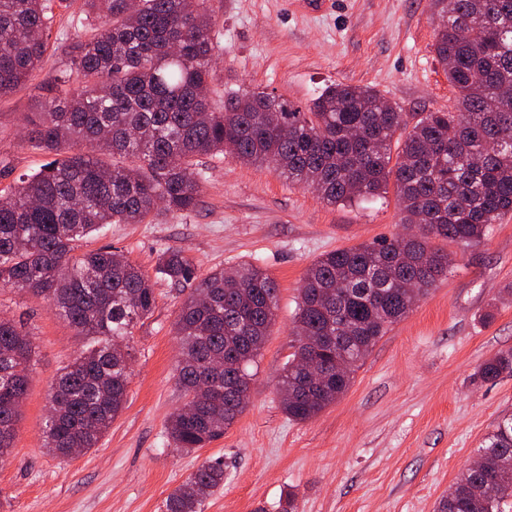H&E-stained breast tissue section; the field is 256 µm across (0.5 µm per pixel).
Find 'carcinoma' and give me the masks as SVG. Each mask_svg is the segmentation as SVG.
Masks as SVG:
<instances>
[{
    "instance_id": "cac0c4a2",
    "label": "carcinoma",
    "mask_w": 512,
    "mask_h": 512,
    "mask_svg": "<svg viewBox=\"0 0 512 512\" xmlns=\"http://www.w3.org/2000/svg\"><path fill=\"white\" fill-rule=\"evenodd\" d=\"M443 23L434 52L456 90L453 109L400 112L375 89L326 86L306 110L264 90L212 98L218 41L207 0H84L91 34L72 45L58 94L25 118V143L47 160L0 192V287L46 299L90 343L48 393L44 446L88 451L125 409L134 325L153 313L155 282L137 264L78 242L107 224L185 213L206 176L196 159L225 153L273 166L329 204L380 197L394 185L412 235L323 254L304 274L294 321L298 345L279 380L288 419L306 422L334 403L377 341L448 275L442 239L480 244L512 213V0H433ZM54 0H0V97L47 54ZM156 274L195 283L175 322L184 407L167 433L189 453L224 436L243 413L237 387L255 363L277 308V284L257 264L197 278L177 249ZM36 346L0 317V466L11 454ZM221 355L228 367L210 375ZM314 355L330 366L316 387ZM512 374V349L483 362L484 381ZM437 512H504L512 498V413L477 448ZM224 485V460L206 459L166 499L165 512H201Z\"/></svg>"
}]
</instances>
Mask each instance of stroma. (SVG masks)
I'll return each mask as SVG.
<instances>
[{
    "mask_svg": "<svg viewBox=\"0 0 512 512\" xmlns=\"http://www.w3.org/2000/svg\"><path fill=\"white\" fill-rule=\"evenodd\" d=\"M225 91L261 88L300 107L330 83L367 85L403 112L451 109L456 91L433 52L431 0H334L323 10L295 0H211ZM77 24L61 10L56 43L14 94L0 98V189L46 157L21 143L26 113L51 96ZM207 181L193 211L149 224H111L79 242L107 246L146 272L180 249L198 275L256 262L278 287L276 320L261 350L245 411L223 438L192 453L174 449L169 416L183 403L173 329L191 287L157 279L152 316L137 322L127 407L97 448L62 459L44 446L48 390L86 346L47 301L0 288V316L20 321L35 362L8 462L0 466V512H165V499L210 457L224 460V486L202 512H437L484 436L512 412V376L475 377L512 348V214L479 246L453 242L448 276L375 344L349 390L315 419L283 413L278 379L294 351L299 287L322 254L402 233L394 191L331 205L280 176L231 156L205 155Z\"/></svg>",
    "mask_w": 512,
    "mask_h": 512,
    "instance_id": "1",
    "label": "stroma"
}]
</instances>
